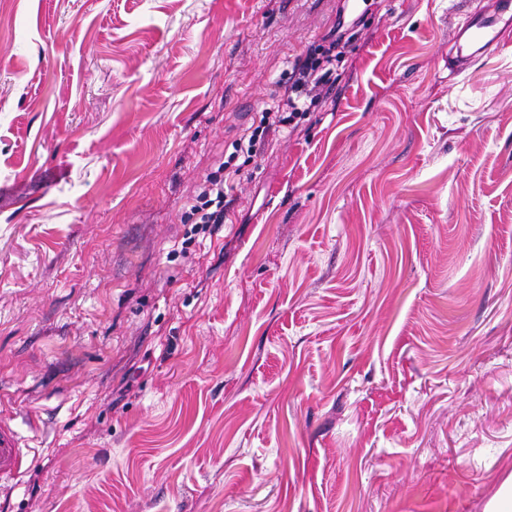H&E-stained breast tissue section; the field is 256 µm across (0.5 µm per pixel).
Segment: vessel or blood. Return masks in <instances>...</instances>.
Here are the masks:
<instances>
[{"instance_id": "obj_1", "label": "vessel or blood", "mask_w": 512, "mask_h": 512, "mask_svg": "<svg viewBox=\"0 0 512 512\" xmlns=\"http://www.w3.org/2000/svg\"><path fill=\"white\" fill-rule=\"evenodd\" d=\"M463 53L461 69L471 68L484 53L512 43V0H496L492 11L467 16L459 28ZM25 453L18 445L15 432L0 421V477L18 474Z\"/></svg>"}]
</instances>
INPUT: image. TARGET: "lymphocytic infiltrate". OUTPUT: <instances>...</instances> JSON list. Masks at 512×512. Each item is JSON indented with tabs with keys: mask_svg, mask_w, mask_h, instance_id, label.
Returning <instances> with one entry per match:
<instances>
[{
	"mask_svg": "<svg viewBox=\"0 0 512 512\" xmlns=\"http://www.w3.org/2000/svg\"><path fill=\"white\" fill-rule=\"evenodd\" d=\"M346 42L345 32H337L326 45L297 56L288 64V79L282 83L278 96L264 105L244 138L232 144L233 152L218 167L217 172L207 175L190 207L193 225L187 242H194L198 233L224 221V188L241 172L236 165L237 154L255 156L257 144L272 130L291 125L295 120L314 112L323 100V89L333 81V62L336 52Z\"/></svg>",
	"mask_w": 512,
	"mask_h": 512,
	"instance_id": "1",
	"label": "lymphocytic infiltrate"
}]
</instances>
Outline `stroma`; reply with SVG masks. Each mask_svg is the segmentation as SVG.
<instances>
[{"label":"stroma","mask_w":512,"mask_h":512,"mask_svg":"<svg viewBox=\"0 0 512 512\" xmlns=\"http://www.w3.org/2000/svg\"><path fill=\"white\" fill-rule=\"evenodd\" d=\"M372 0L214 234L190 204L337 0H0V512H485L512 477V48ZM25 453L19 448L16 433L0 421V477H12L20 472Z\"/></svg>","instance_id":"1"}]
</instances>
